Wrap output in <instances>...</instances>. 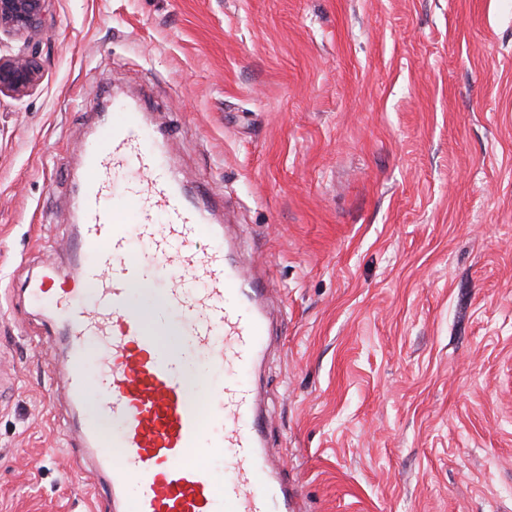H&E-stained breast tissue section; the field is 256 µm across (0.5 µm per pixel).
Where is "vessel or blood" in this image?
I'll return each mask as SVG.
<instances>
[{
    "label": "vessel or blood",
    "mask_w": 512,
    "mask_h": 512,
    "mask_svg": "<svg viewBox=\"0 0 512 512\" xmlns=\"http://www.w3.org/2000/svg\"><path fill=\"white\" fill-rule=\"evenodd\" d=\"M100 122L101 134L82 146L77 275L60 282L48 263L27 288L66 344L65 389L85 413L87 472L110 512H296L298 490L269 467L260 397L242 378L271 336L260 288L228 263L222 226L187 196L139 113L116 101ZM122 173L118 196L113 181ZM204 233L214 244L200 250ZM135 237L148 244V259L133 253ZM151 262L173 270L161 308L133 301ZM172 324L223 379L207 400L190 398L183 358L157 341ZM214 459L224 463L220 483Z\"/></svg>",
    "instance_id": "b4317fda"
}]
</instances>
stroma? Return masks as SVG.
<instances>
[{"mask_svg":"<svg viewBox=\"0 0 512 512\" xmlns=\"http://www.w3.org/2000/svg\"><path fill=\"white\" fill-rule=\"evenodd\" d=\"M0 97V512H92L57 329L80 146L132 100L280 330L300 512H512V0H53ZM40 80V66L35 53L26 51L0 57V95L24 96Z\"/></svg>","mask_w":512,"mask_h":512,"instance_id":"1","label":"stroma"}]
</instances>
